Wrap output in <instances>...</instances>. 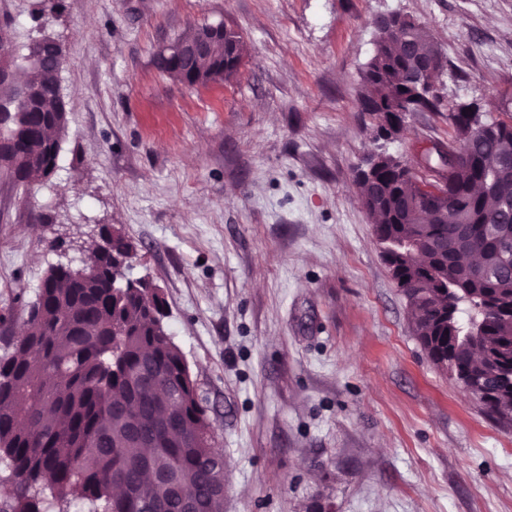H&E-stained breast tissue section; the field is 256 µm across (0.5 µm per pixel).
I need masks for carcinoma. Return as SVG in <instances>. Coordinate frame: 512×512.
<instances>
[{
	"instance_id": "1",
	"label": "carcinoma",
	"mask_w": 512,
	"mask_h": 512,
	"mask_svg": "<svg viewBox=\"0 0 512 512\" xmlns=\"http://www.w3.org/2000/svg\"><path fill=\"white\" fill-rule=\"evenodd\" d=\"M241 37L228 29L207 56L158 68L190 86L231 76ZM448 66L430 29L403 16L376 32L359 111L394 136L407 114L438 110L434 84ZM57 70L37 69L27 104L0 112V173L29 185L51 175L67 129ZM461 160L446 171L440 145L418 172L387 155L361 184L365 210L431 361L484 380L481 406L512 420V115L449 114ZM99 272L49 267L0 355V512H224V466L214 428L165 326L161 289L126 271L135 243L113 226L92 243Z\"/></svg>"
}]
</instances>
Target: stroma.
<instances>
[{"label":"stroma","mask_w":512,"mask_h":512,"mask_svg":"<svg viewBox=\"0 0 512 512\" xmlns=\"http://www.w3.org/2000/svg\"><path fill=\"white\" fill-rule=\"evenodd\" d=\"M385 13L448 59L440 110L408 115L388 152L448 142L460 105L512 111V0H0L14 65L61 44L68 111L53 174L0 177V316L121 228L214 426L224 512H512V423L431 362L360 201L358 97ZM219 22L242 40L230 78L157 68Z\"/></svg>","instance_id":"1"}]
</instances>
